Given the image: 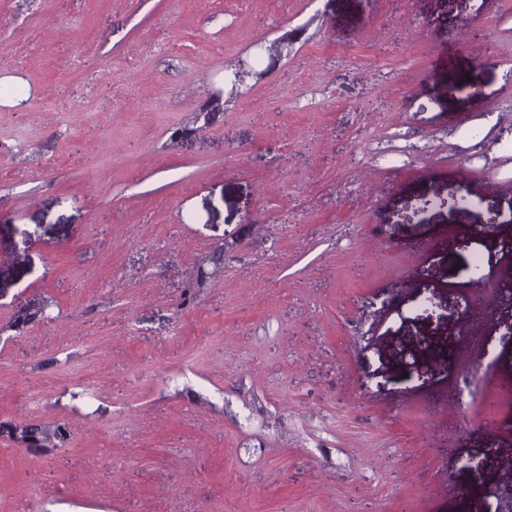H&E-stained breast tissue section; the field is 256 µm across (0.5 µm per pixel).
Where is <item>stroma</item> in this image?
Returning a JSON list of instances; mask_svg holds the SVG:
<instances>
[{"label":"stroma","mask_w":512,"mask_h":512,"mask_svg":"<svg viewBox=\"0 0 512 512\" xmlns=\"http://www.w3.org/2000/svg\"><path fill=\"white\" fill-rule=\"evenodd\" d=\"M2 77L0 512H512V0H0Z\"/></svg>","instance_id":"obj_1"}]
</instances>
